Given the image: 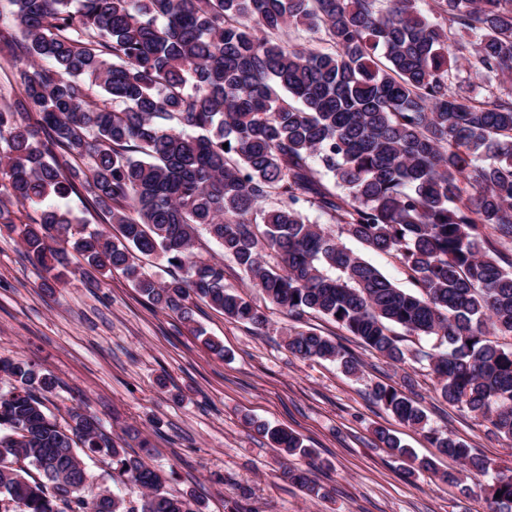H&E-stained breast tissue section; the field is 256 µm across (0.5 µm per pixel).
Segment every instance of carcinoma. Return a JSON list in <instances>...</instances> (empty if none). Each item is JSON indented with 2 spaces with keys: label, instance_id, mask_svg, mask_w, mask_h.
Instances as JSON below:
<instances>
[{
  "label": "carcinoma",
  "instance_id": "cac0c4a2",
  "mask_svg": "<svg viewBox=\"0 0 512 512\" xmlns=\"http://www.w3.org/2000/svg\"><path fill=\"white\" fill-rule=\"evenodd\" d=\"M0 48L24 60L21 97L0 108V224L50 281L65 245L102 277L119 271L157 307L192 322L194 300L262 330L267 316L224 283V263L193 252L203 233L272 305L296 321H334L394 366L427 363L449 405L512 445V0H0ZM304 26L325 49L290 45ZM489 83L474 102L458 66ZM228 147H223V144ZM333 180L329 187L324 177ZM79 197L118 234L46 204ZM40 207L38 222H16ZM314 209L327 224L309 221ZM337 230H332V227ZM396 259L417 287H396L339 239ZM271 252L277 264L265 260ZM162 256L160 279L137 263ZM434 340L411 351L395 328ZM288 349L360 362L333 339L295 330ZM0 512H201L168 478L128 453L94 416L48 413L56 381L0 359ZM404 389L378 384L403 424L463 469L440 480L468 496L488 462L428 417ZM256 430L288 456H310L297 433ZM379 447L413 458L389 431ZM142 489L139 508L91 483L83 455ZM309 499L328 493L281 464ZM487 512H512L500 473Z\"/></svg>",
  "mask_w": 512,
  "mask_h": 512
}]
</instances>
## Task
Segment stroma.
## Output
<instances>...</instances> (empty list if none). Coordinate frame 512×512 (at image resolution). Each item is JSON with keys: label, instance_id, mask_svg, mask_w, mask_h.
Here are the masks:
<instances>
[{"label": "stroma", "instance_id": "35a3bbf8", "mask_svg": "<svg viewBox=\"0 0 512 512\" xmlns=\"http://www.w3.org/2000/svg\"><path fill=\"white\" fill-rule=\"evenodd\" d=\"M199 251L223 259L226 285L265 312L262 333L205 304L195 308L193 322H183L148 302L121 273L83 275L75 255L62 281L43 287L16 233L0 227V359H23L52 374L59 386L50 409L85 408L128 452L148 440L149 463L172 475L169 491L204 501L206 512H224L225 502L244 495L254 512H485L494 474L512 470V447L444 402L428 369L413 362L394 367L318 315L306 317L303 328L335 338L360 358V378L336 363L293 355L288 316L249 285L208 235H201ZM199 327L223 343L225 358L203 347ZM407 375L430 425L488 461V475L467 480L471 497L428 472L404 478L403 462L375 442V428L385 427L418 456L436 457L440 469L458 468L437 458L422 431L372 399V386L398 387ZM249 416L304 438L313 456L293 463L304 469L316 462L312 476L328 498L309 501L279 478L282 454L250 429Z\"/></svg>", "mask_w": 512, "mask_h": 512}]
</instances>
